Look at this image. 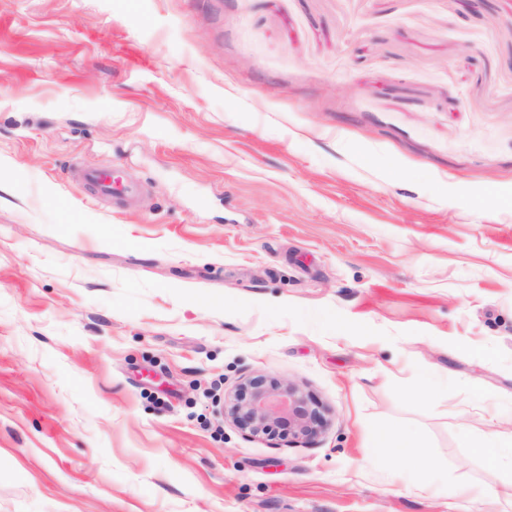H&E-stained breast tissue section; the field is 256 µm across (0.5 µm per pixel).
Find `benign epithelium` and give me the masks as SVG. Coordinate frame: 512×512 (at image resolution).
Wrapping results in <instances>:
<instances>
[{
	"label": "benign epithelium",
	"mask_w": 512,
	"mask_h": 512,
	"mask_svg": "<svg viewBox=\"0 0 512 512\" xmlns=\"http://www.w3.org/2000/svg\"><path fill=\"white\" fill-rule=\"evenodd\" d=\"M225 415L250 437L308 442L321 434L327 419L300 386L289 381L248 377L225 406Z\"/></svg>",
	"instance_id": "7a95c632"
}]
</instances>
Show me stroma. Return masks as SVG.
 I'll return each instance as SVG.
<instances>
[{
	"mask_svg": "<svg viewBox=\"0 0 512 512\" xmlns=\"http://www.w3.org/2000/svg\"><path fill=\"white\" fill-rule=\"evenodd\" d=\"M493 431L512 0H0V512H490ZM80 180L90 186L96 196L110 197L120 203L132 204L140 192L136 183H120L112 178L111 164H101L95 169L81 172ZM225 415L250 437L308 442L321 434L327 419L319 405L290 380L248 377L225 406ZM372 448L375 452L386 453L388 456L409 465L413 470L421 467L420 460L414 450L411 449L413 448L412 442L408 439L404 440L401 445L394 447L396 449H389L390 447L382 441L374 442Z\"/></svg>",
	"mask_w": 512,
	"mask_h": 512,
	"instance_id": "obj_1",
	"label": "stroma"
}]
</instances>
